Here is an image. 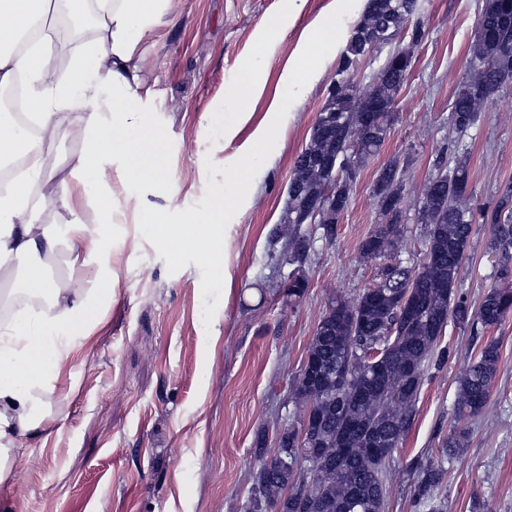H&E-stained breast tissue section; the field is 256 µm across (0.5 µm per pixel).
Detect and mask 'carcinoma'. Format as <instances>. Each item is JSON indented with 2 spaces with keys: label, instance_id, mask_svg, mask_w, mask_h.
<instances>
[{
  "label": "carcinoma",
  "instance_id": "cac0c4a2",
  "mask_svg": "<svg viewBox=\"0 0 512 512\" xmlns=\"http://www.w3.org/2000/svg\"><path fill=\"white\" fill-rule=\"evenodd\" d=\"M421 0H365L351 24L341 49L335 79L318 113L310 141L297 156L288 184V203L280 223L288 229L291 263L306 238L298 227L310 222V202L326 197L331 181L350 188L359 170L368 165L390 135L397 99L410 67L392 61L401 36L421 43L426 30L414 21ZM476 41L466 60V74L454 92L450 124L465 136L480 120L483 104L502 87L495 75L512 71V0H486L475 20ZM384 55V80L378 100L386 109L374 113L372 125L362 123L364 101L355 85L360 65L374 55ZM0 112L28 126L31 136L39 130L28 125L23 82L14 90L0 92ZM453 167L439 155L435 173L429 176L417 210V223L424 225V259L408 266L397 259L396 245L403 234L402 169L393 158L376 174L374 194L392 200L384 213L385 223L376 225L361 242L359 258L378 265L377 280L354 298L331 299L319 320L307 359L329 368L324 378L305 380L299 374L294 395L304 410L295 425L283 428L292 466L286 468L272 458L258 472L260 497L254 509L274 503L279 512H385L389 498L387 473L394 453L403 444L416 415V404L425 377L448 359L439 347L453 320L461 326L491 329L512 314V181L500 189L491 209L476 218L469 205L472 196L469 146L453 143ZM336 156L342 164L334 173L318 160ZM343 211L332 208L316 226L320 238L332 233ZM489 225L488 248L495 255L496 282L478 306L457 294L465 257L477 224ZM413 303L410 316H400L402 301ZM500 361L497 341L486 343L472 356L458 378L453 424L440 446L444 456H455L467 448L469 422L483 413L489 401ZM348 376L344 388L336 387L332 373ZM377 442L379 449L369 447ZM309 466V489L297 487L303 474L296 463ZM447 471L435 461L419 467L414 492L428 512H445L436 490Z\"/></svg>",
  "mask_w": 512,
  "mask_h": 512
}]
</instances>
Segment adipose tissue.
Wrapping results in <instances>:
<instances>
[{"instance_id":"obj_1","label":"adipose tissue","mask_w":512,"mask_h":512,"mask_svg":"<svg viewBox=\"0 0 512 512\" xmlns=\"http://www.w3.org/2000/svg\"><path fill=\"white\" fill-rule=\"evenodd\" d=\"M170 0H95L101 36L83 49L66 74L50 65L54 41L49 16L55 0H0V87L26 75L27 104L41 132L32 138L13 118L0 115V161L24 159L22 176L0 189V270L19 259L35 258L24 287L45 305L17 310L0 323V456L18 440L34 436L44 396L67 362L78 335L95 320L96 300L108 276L92 283L69 281L59 287L44 274L38 258L55 256L69 244L72 263L101 253V234L70 224L65 235L41 224L50 206H69L73 185L85 192L103 186V163L116 161L122 187L156 191L170 186L160 161L161 134L142 108V82L131 67L145 52L157 18ZM42 36L14 51L17 38L34 27ZM81 110L87 135L82 151L63 176L47 166L45 147L63 132L62 108Z\"/></svg>"}]
</instances>
